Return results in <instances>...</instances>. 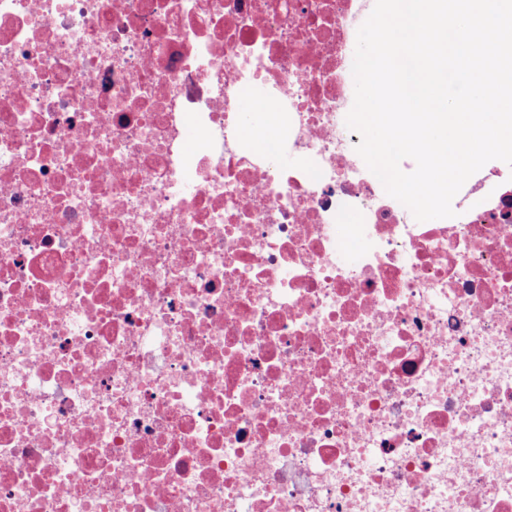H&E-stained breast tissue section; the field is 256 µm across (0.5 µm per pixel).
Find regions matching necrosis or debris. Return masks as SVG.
I'll return each instance as SVG.
<instances>
[{"label":"necrosis or debris","mask_w":512,"mask_h":512,"mask_svg":"<svg viewBox=\"0 0 512 512\" xmlns=\"http://www.w3.org/2000/svg\"><path fill=\"white\" fill-rule=\"evenodd\" d=\"M369 14L0 0V512H512V166L386 194ZM261 99L262 92L260 90L245 94L240 101V111L242 112L244 121H248L253 125H264L266 123L264 132L265 140L262 142V145L270 146L277 138L279 115L275 111L273 103L264 101L260 105V109L265 113L266 121L264 115L255 108Z\"/></svg>","instance_id":"necrosis-or-debris-1"}]
</instances>
